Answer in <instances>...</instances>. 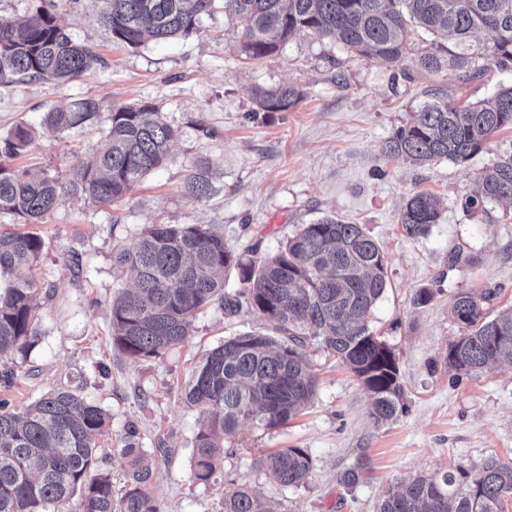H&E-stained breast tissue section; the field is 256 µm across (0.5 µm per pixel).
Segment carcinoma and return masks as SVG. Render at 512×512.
<instances>
[{
	"label": "carcinoma",
	"instance_id": "cac0c4a2",
	"mask_svg": "<svg viewBox=\"0 0 512 512\" xmlns=\"http://www.w3.org/2000/svg\"><path fill=\"white\" fill-rule=\"evenodd\" d=\"M224 13L247 19L241 52L251 60L278 52L298 31H311L366 59L393 61L408 52L412 31H443L448 45L429 47L415 65L431 73L484 67L512 70V0H222ZM216 0H100L99 20L112 38L132 48L165 42L200 29ZM481 30L491 42L474 41ZM101 62L96 50L75 42L51 11L0 23V82L15 78L71 80ZM294 86L255 91L266 112L288 110L300 98ZM109 114L105 135L61 180L10 161L26 149L32 132L17 127L0 140V213L26 224L41 223L68 197L97 205L121 201L146 174L162 167L177 130L150 104H105L79 99L46 115L64 132ZM512 130V84L488 100L425 103L383 144L382 154L418 165L448 160L463 164L489 140ZM466 197L468 211L512 202V152L498 156ZM184 193L193 200L213 190L209 169L187 175ZM430 193L409 198L400 224L409 238L439 222ZM43 250L42 238L25 228L0 230V357L24 354L34 344L39 288L28 271ZM135 275L134 287L112 301V344L127 356L151 358L183 344L200 310L218 305L232 314L245 307L266 320L280 339L248 332L207 351L185 389V400L208 417L193 442V478L207 482L224 457V442L244 423L276 429L301 412L316 390L304 348L312 337L358 378L371 398L370 417L391 421L404 398L391 348L370 327L371 312L387 288L385 258L360 224L326 216L304 224L274 254L246 260L202 224H150L114 257ZM243 287L226 289V275ZM496 290L460 289L451 315L464 333L448 348V366L474 374L497 364L512 366V308L491 318L484 305ZM109 415L76 389L49 392L20 410L0 406V512H55L81 493L83 512H162L149 492L153 478L135 427L121 438L127 459L125 489L112 491L110 474L97 469L96 436ZM283 489L306 484L312 459L302 448H285L258 459ZM512 497V460L488 457L452 471L401 482L375 504V512H503ZM224 512H274L247 484L224 493Z\"/></svg>",
	"mask_w": 512,
	"mask_h": 512
}]
</instances>
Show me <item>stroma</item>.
<instances>
[{
  "label": "stroma",
  "instance_id": "obj_1",
  "mask_svg": "<svg viewBox=\"0 0 512 512\" xmlns=\"http://www.w3.org/2000/svg\"><path fill=\"white\" fill-rule=\"evenodd\" d=\"M52 9L77 40L94 43L103 63L70 81L17 80L0 84V138L17 126L33 137L17 165L65 177L105 134L101 112L85 127L59 132L47 112L93 98L107 103L155 105L178 130L163 167L126 197L98 207L73 197L34 225L43 242L32 275L42 286L39 327L28 355L0 360L15 378L0 384V401L19 409L43 394L69 387L110 417L98 437L99 467L114 490L124 485L120 454L128 424L139 430L153 459L150 492L163 512H223L224 493L248 482L278 512H373L400 481L494 456L512 459V367L457 375L448 347L462 334L450 313L461 289L493 288L485 310L512 306V203L469 212L462 202L477 176L512 151V131L494 136L465 164L445 160L417 166L382 155L383 142L428 101H478L512 73L495 69L463 79L429 73L413 56L434 36L410 37L408 55L395 62L354 57L335 42L300 32L283 48L250 61L240 54L243 20L215 7L197 33L137 49L113 41L97 21L93 0H0V22ZM293 85L298 102L283 112L262 111L254 89ZM212 171L213 192L195 201L183 192L198 163ZM428 192L441 217L427 235L408 238L399 222L406 201ZM363 225L385 256L388 286L371 326L394 352L405 397L398 417L375 425L362 385L336 356L309 341L316 372L312 401L288 424L267 430L241 425L208 483L192 480V446L204 419L184 399L195 362L224 339L264 329L254 313H225L212 305L195 319L186 342L162 356L132 359L113 346L112 300L133 285L118 270L114 252L150 224H205L237 252L259 260L275 253L301 225L324 216ZM461 248L473 262L449 268ZM424 288L433 296L415 305ZM282 448L312 458L307 485L285 490L258 468V459ZM355 468L360 480L338 477Z\"/></svg>",
  "mask_w": 512,
  "mask_h": 512
}]
</instances>
